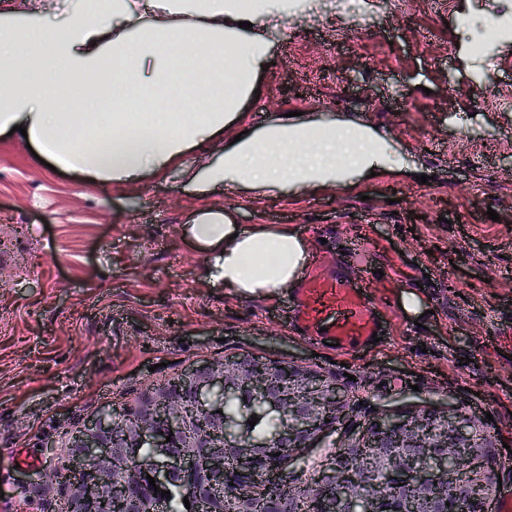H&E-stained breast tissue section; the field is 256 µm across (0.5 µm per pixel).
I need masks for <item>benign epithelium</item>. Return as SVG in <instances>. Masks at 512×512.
<instances>
[{"mask_svg":"<svg viewBox=\"0 0 512 512\" xmlns=\"http://www.w3.org/2000/svg\"><path fill=\"white\" fill-rule=\"evenodd\" d=\"M201 374L193 388L195 411L202 416L224 410L217 402L228 401L237 387L252 392L254 402L266 413L277 415V427L260 443L242 438L235 422L224 418V453L200 467L194 454L155 459L170 446L166 436L146 424L138 429V445L124 449L134 480L149 486L146 476L157 486L167 484L170 466L185 478L190 508L201 512L203 503L195 487L220 486L231 482L226 494L237 504V512H255L259 495L266 498L265 512H284L288 496L304 501L306 512H367L371 494L382 492L379 502H390L389 512H485L489 473L494 470L486 454L489 435L484 427L464 416L448 417L432 411L374 416L368 420L361 440L343 444L330 455L309 480L288 471L285 455H299L302 449L346 416V399L336 381L317 371L300 369L285 361L258 359L255 367H240L232 359L224 365L204 363L187 371ZM145 409L170 417V426L181 422L169 400L148 398ZM115 411L102 409L76 431L71 456L68 512H94L86 508L102 492L105 473L87 469L90 462L112 460V429ZM374 455L379 466L358 475V462Z\"/></svg>","mask_w":512,"mask_h":512,"instance_id":"obj_1","label":"benign epithelium"}]
</instances>
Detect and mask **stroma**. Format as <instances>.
I'll return each instance as SVG.
<instances>
[{"label": "stroma", "instance_id": "obj_1", "mask_svg": "<svg viewBox=\"0 0 512 512\" xmlns=\"http://www.w3.org/2000/svg\"><path fill=\"white\" fill-rule=\"evenodd\" d=\"M512 0H318L273 37V64L243 105L260 129L290 111L354 118L388 134L395 164L428 183L358 176L346 192L272 199L197 195L178 169L133 185L51 169L0 136V463L23 448L37 471H0V512H62L52 449L99 410L134 404L195 362L249 354L320 371L349 421L305 449L315 463L373 414L438 409L485 422L489 453L512 446ZM241 224H285L336 272L366 276L379 343L337 354L287 322L288 295L240 298L205 281L184 232L205 207ZM498 220L488 217V210ZM418 311L405 310L407 294Z\"/></svg>", "mask_w": 512, "mask_h": 512}]
</instances>
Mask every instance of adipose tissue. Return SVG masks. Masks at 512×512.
<instances>
[{
	"label": "adipose tissue",
	"mask_w": 512,
	"mask_h": 512,
	"mask_svg": "<svg viewBox=\"0 0 512 512\" xmlns=\"http://www.w3.org/2000/svg\"><path fill=\"white\" fill-rule=\"evenodd\" d=\"M25 4L0 0V133L25 127L65 167L116 184L176 167L200 196L223 187L257 199L404 172L384 132L300 116L227 141L216 163H189L194 148L241 121L271 65V35L309 0H108L95 15L77 10L49 42L44 28L20 24ZM187 231L206 255V279L241 298L277 295L309 259L288 225L244 226L229 211L199 212Z\"/></svg>",
	"instance_id": "1"
}]
</instances>
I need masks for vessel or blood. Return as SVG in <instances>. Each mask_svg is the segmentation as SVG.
Wrapping results in <instances>:
<instances>
[{"instance_id":"1","label":"vessel or blood","mask_w":512,"mask_h":512,"mask_svg":"<svg viewBox=\"0 0 512 512\" xmlns=\"http://www.w3.org/2000/svg\"><path fill=\"white\" fill-rule=\"evenodd\" d=\"M332 265L330 258L314 256L291 288V324L348 355L372 344L382 315L365 281L331 275Z\"/></svg>"}]
</instances>
